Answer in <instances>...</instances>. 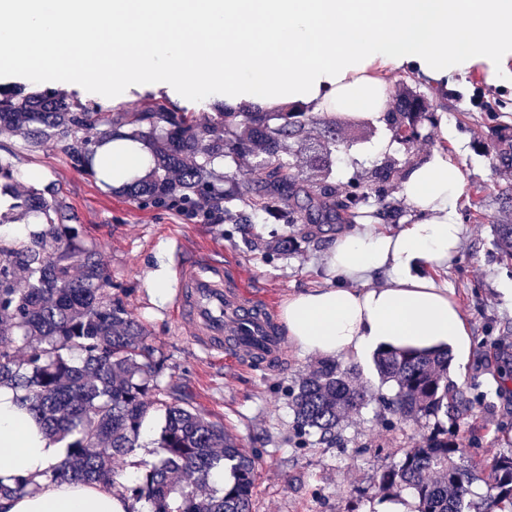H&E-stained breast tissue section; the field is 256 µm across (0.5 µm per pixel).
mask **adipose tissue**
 <instances>
[{"instance_id": "ef3b65f1", "label": "adipose tissue", "mask_w": 512, "mask_h": 512, "mask_svg": "<svg viewBox=\"0 0 512 512\" xmlns=\"http://www.w3.org/2000/svg\"><path fill=\"white\" fill-rule=\"evenodd\" d=\"M0 55L11 70L55 72L114 95L133 82L224 96L228 112L299 104L381 117L377 68L408 66L448 95L456 69L491 65L512 82V0H0ZM464 174L434 154L402 194L419 220L394 232L366 225L325 255L335 282L282 306L289 340L306 354L363 363L377 349L450 351L466 362L472 339L451 288L433 268L456 254V199ZM65 442L42 433L0 387V481H26L0 512H133L106 483L54 482Z\"/></svg>"}]
</instances>
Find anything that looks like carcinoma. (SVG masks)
Instances as JSON below:
<instances>
[{"instance_id":"carcinoma-1","label":"carcinoma","mask_w":512,"mask_h":512,"mask_svg":"<svg viewBox=\"0 0 512 512\" xmlns=\"http://www.w3.org/2000/svg\"><path fill=\"white\" fill-rule=\"evenodd\" d=\"M218 112L206 124L185 112L155 105L128 116L107 118L87 105L47 92L0 93V132L19 133L32 145L51 140L73 167L112 175L103 159L94 162L92 144L107 143L120 127L136 124L143 137L161 143L153 154L147 179L123 183L133 199L145 204L175 203L183 209L206 199L224 217L238 221L239 204L252 211L253 223L276 215L287 224H341L354 214L364 195L360 184L348 189L332 180L333 154L339 138L336 119L310 112ZM411 112H390V126L401 133L414 127ZM322 126L323 142L310 151L317 178L304 190L306 203L293 202L294 164L285 156L286 142L304 141L305 128ZM259 146L263 158L247 193L224 192L210 180L211 164L228 154ZM19 172L0 159V196L9 199L0 224L30 215L41 227L19 242L0 245V386L20 392L21 406L46 433L67 443L69 458L47 472L52 481L91 484L114 482L112 460L137 448L142 425L155 399L152 350L143 325L129 319L95 250L69 224L71 217L50 186H31L18 196ZM501 255L512 260V225L496 227ZM28 279L24 287L15 270ZM31 345L24 360L14 351L16 337ZM78 359H73V354ZM375 365L382 379L396 385L384 406L400 421L416 416L445 417L453 422L473 406L448 380V354L383 351ZM368 392L353 384L338 362L321 363L292 393L296 430L336 438L343 414L362 408ZM162 457L149 466L133 494L153 505V512H251L256 475L254 457L241 442L180 399L163 403ZM467 448L448 438L443 426L411 448L400 465L385 470L381 486L398 494L410 490L418 512H512V455L495 459L489 493L474 500L478 473L465 464ZM224 466L233 484L222 494L205 495L212 469Z\"/></svg>"}]
</instances>
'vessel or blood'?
Wrapping results in <instances>:
<instances>
[{
	"mask_svg": "<svg viewBox=\"0 0 512 512\" xmlns=\"http://www.w3.org/2000/svg\"><path fill=\"white\" fill-rule=\"evenodd\" d=\"M177 323L206 353L275 362L284 352L264 306L249 302L243 284L224 280L222 265L208 260L177 261Z\"/></svg>",
	"mask_w": 512,
	"mask_h": 512,
	"instance_id": "1",
	"label": "vessel or blood"
}]
</instances>
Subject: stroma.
I'll list each match as a JSON object with an SVG mask.
<instances>
[{
  "instance_id": "1",
  "label": "stroma",
  "mask_w": 512,
  "mask_h": 512,
  "mask_svg": "<svg viewBox=\"0 0 512 512\" xmlns=\"http://www.w3.org/2000/svg\"><path fill=\"white\" fill-rule=\"evenodd\" d=\"M378 76L387 87L388 109L397 107L398 94L407 88L434 103V119L421 121L420 137L407 141L395 135L387 120L354 117L347 123L334 180L340 186L360 182L366 193L356 223L375 221L382 195L398 210L399 223L407 224L412 212L401 194L405 173L436 153L462 169L465 188L457 202L462 243L447 267L433 269L432 275L453 288L473 336L470 359L454 382L474 405L448 432L463 439L474 461L486 463L512 454V389L501 390L498 378L512 363V300L504 296L512 286V263L502 260L495 245L496 225H512V161L502 156L505 144H512V84H498L487 70L472 68L452 77L448 98L440 102L429 81L416 73L388 67ZM18 85L52 89L97 106L105 116L160 103L201 120L221 106L219 99L152 83L128 87L114 100L50 75L0 70V87ZM0 156L17 170L40 173L42 184L51 185L74 215L75 228L111 277V297L147 330L162 405L186 398L255 455L251 512H374V502L384 496L382 473L399 465L407 449L431 433L435 419L397 420L383 404L396 387L383 382L369 360L357 365L355 382L372 394V401L342 418L334 442L300 435L289 392L320 365V358L290 343L281 368L266 371L228 353L209 355L179 331L172 301H158L147 283L158 269L173 278L171 248L178 241L185 256L222 263L225 275L241 280L276 311L294 292L328 284L326 250L345 225L299 222L293 227L299 243L285 253L277 247V221L211 224L169 207L141 204L104 184L101 176L74 169L53 143L32 148L19 135L0 134ZM388 159L394 160L396 173L384 186L373 185L371 171ZM162 405L147 419L150 437L144 449L115 461L117 490L135 486L157 461Z\"/></svg>"
}]
</instances>
